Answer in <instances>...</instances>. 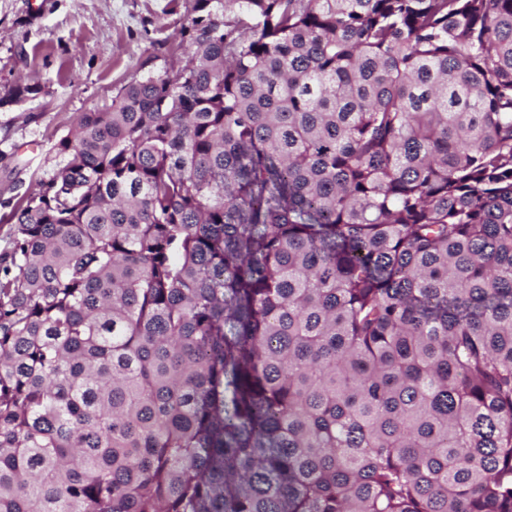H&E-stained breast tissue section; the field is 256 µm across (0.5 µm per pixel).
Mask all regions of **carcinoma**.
<instances>
[{"mask_svg": "<svg viewBox=\"0 0 512 512\" xmlns=\"http://www.w3.org/2000/svg\"><path fill=\"white\" fill-rule=\"evenodd\" d=\"M193 13L13 213L0 512H512V0Z\"/></svg>", "mask_w": 512, "mask_h": 512, "instance_id": "obj_1", "label": "carcinoma"}]
</instances>
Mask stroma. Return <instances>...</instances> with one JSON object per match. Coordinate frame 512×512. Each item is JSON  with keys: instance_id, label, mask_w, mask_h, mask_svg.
<instances>
[{"instance_id": "35a3bbf8", "label": "stroma", "mask_w": 512, "mask_h": 512, "mask_svg": "<svg viewBox=\"0 0 512 512\" xmlns=\"http://www.w3.org/2000/svg\"><path fill=\"white\" fill-rule=\"evenodd\" d=\"M193 0H0V97L18 82L44 91L0 106V252L18 200L59 165L54 146L77 116L109 106L125 83L175 72Z\"/></svg>"}]
</instances>
